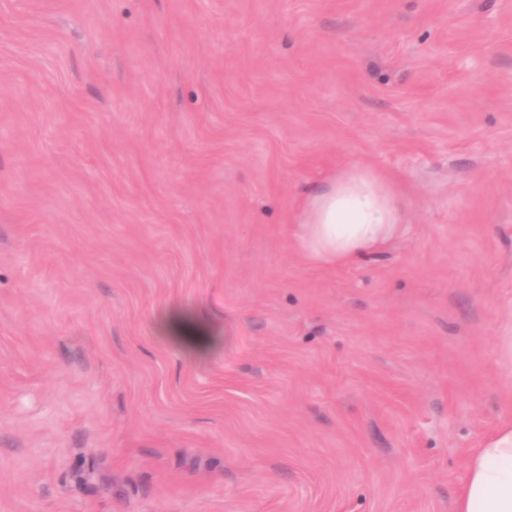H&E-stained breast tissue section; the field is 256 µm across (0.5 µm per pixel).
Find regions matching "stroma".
I'll list each match as a JSON object with an SVG mask.
<instances>
[{
	"label": "stroma",
	"mask_w": 512,
	"mask_h": 512,
	"mask_svg": "<svg viewBox=\"0 0 512 512\" xmlns=\"http://www.w3.org/2000/svg\"><path fill=\"white\" fill-rule=\"evenodd\" d=\"M510 328L512 0H0V512H453ZM402 213V201L387 179L354 166L305 199L295 239L317 263L357 265L407 231ZM169 335L178 339L183 345L194 352L200 353L212 336L206 326L190 315L181 312L170 314L165 324Z\"/></svg>",
	"instance_id": "35a3bbf8"
}]
</instances>
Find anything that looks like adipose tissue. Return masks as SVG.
Masks as SVG:
<instances>
[{"instance_id": "obj_1", "label": "adipose tissue", "mask_w": 512, "mask_h": 512, "mask_svg": "<svg viewBox=\"0 0 512 512\" xmlns=\"http://www.w3.org/2000/svg\"><path fill=\"white\" fill-rule=\"evenodd\" d=\"M402 213V201L389 181L355 166L305 199L295 239L317 263L356 265L406 232ZM453 512H512L511 424L475 449Z\"/></svg>"}]
</instances>
